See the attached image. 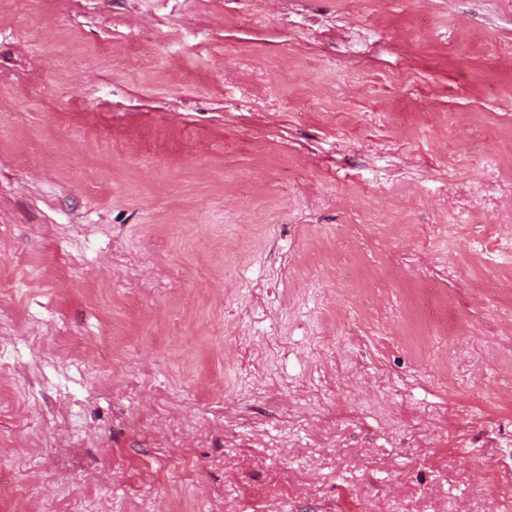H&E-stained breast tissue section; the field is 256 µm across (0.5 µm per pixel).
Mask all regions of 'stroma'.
<instances>
[{
	"mask_svg": "<svg viewBox=\"0 0 512 512\" xmlns=\"http://www.w3.org/2000/svg\"><path fill=\"white\" fill-rule=\"evenodd\" d=\"M177 507L512 512V0H0V512Z\"/></svg>",
	"mask_w": 512,
	"mask_h": 512,
	"instance_id": "35a3bbf8",
	"label": "stroma"
}]
</instances>
